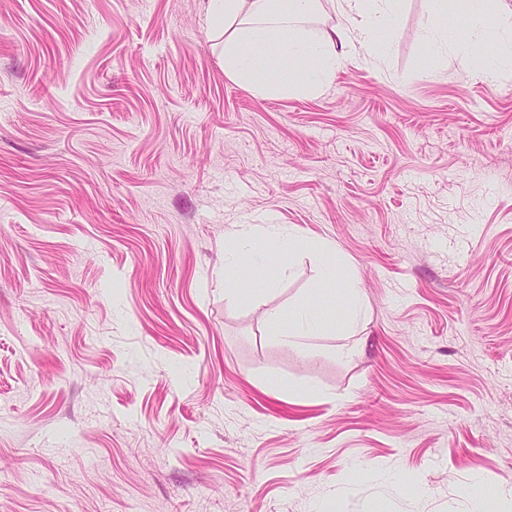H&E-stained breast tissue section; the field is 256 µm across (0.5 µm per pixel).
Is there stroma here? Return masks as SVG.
Returning a JSON list of instances; mask_svg holds the SVG:
<instances>
[{
	"mask_svg": "<svg viewBox=\"0 0 512 512\" xmlns=\"http://www.w3.org/2000/svg\"><path fill=\"white\" fill-rule=\"evenodd\" d=\"M427 14L264 99L204 0H0V512H512V69ZM241 224L331 242L353 335L303 245L226 293ZM468 9L472 23L469 25V35L465 40H459L448 28L445 18L448 15L447 0H430L428 28V45L430 49H439L442 45L457 47L466 57L471 70L487 81H492L496 74L505 68L512 67L511 46L507 53L488 56L484 46V35L479 22L490 10L492 0L460 1ZM339 296L345 310L344 325L348 329H353L358 325L363 315L358 280L353 276L346 278L340 285ZM329 324L314 306H305L289 316L288 329L282 331L285 343L299 357L308 356L313 349L308 344L310 336H322Z\"/></svg>",
	"mask_w": 512,
	"mask_h": 512,
	"instance_id": "stroma-1",
	"label": "stroma"
}]
</instances>
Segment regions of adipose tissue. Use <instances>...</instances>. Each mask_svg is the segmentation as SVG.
<instances>
[{
  "mask_svg": "<svg viewBox=\"0 0 512 512\" xmlns=\"http://www.w3.org/2000/svg\"><path fill=\"white\" fill-rule=\"evenodd\" d=\"M323 0H207V21L224 36V70L256 95H285L293 91H314L329 81L340 65L363 58H378L381 35L394 22L398 0H335L344 18L330 28L308 29L307 20L319 12ZM493 0H466L472 22L466 39H458L448 28V0H430L428 45L458 48L471 70L485 80L512 67V52L487 55L480 21ZM288 65L289 79L270 77V70ZM263 247H254L255 237ZM241 251L224 259V284L232 286L242 269L261 274L267 269L286 270L293 264L294 235L283 234L267 225L256 233L253 225L237 231ZM270 323L284 325L285 343L298 356L311 354L309 337L324 335L328 323L315 307L305 306L289 319L279 311L267 313Z\"/></svg>",
  "mask_w": 512,
  "mask_h": 512,
  "instance_id": "ef3b65f1",
  "label": "adipose tissue"
}]
</instances>
